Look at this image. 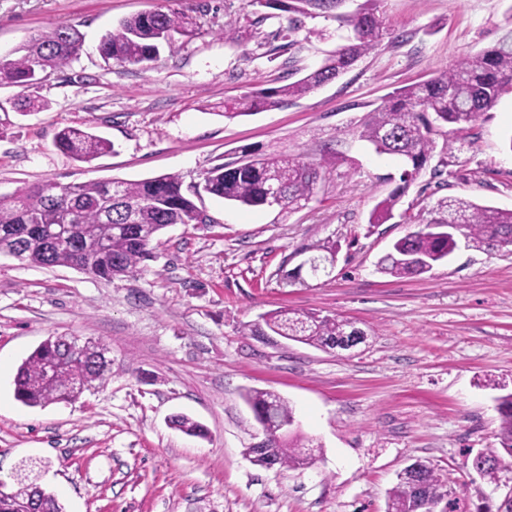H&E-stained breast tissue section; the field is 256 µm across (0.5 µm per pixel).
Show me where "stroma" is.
I'll return each mask as SVG.
<instances>
[{
	"label": "stroma",
	"mask_w": 512,
	"mask_h": 512,
	"mask_svg": "<svg viewBox=\"0 0 512 512\" xmlns=\"http://www.w3.org/2000/svg\"><path fill=\"white\" fill-rule=\"evenodd\" d=\"M196 16L198 34L149 65L105 63L102 34L156 9ZM388 30L352 69L281 107L224 118L225 101L296 81L345 43L334 16L286 15L247 0H0V55L68 22L78 60L27 89L0 86V190L177 174L184 189L242 151L290 153L322 166L316 195L286 214L205 195L206 224H174L146 268L109 280L0 255V487L32 469L65 512H386L399 472L421 462L460 498L459 512H497L512 469L490 483L468 454L496 447L497 390L512 388V255L459 245L430 273L395 278L377 262L462 196L512 209V95L469 130L457 155L435 149L400 214L369 224L399 183L400 157L356 135L391 92L493 44L512 27V0H376ZM42 102L20 112L21 97ZM66 126L109 138L113 153L81 163L54 145ZM442 168L434 176V168ZM312 245L335 246L330 274L304 266ZM338 315L366 334L348 349L244 334L277 309ZM111 348L103 383L72 402L28 407L18 367L47 337ZM278 393L300 434L321 446L307 469L267 470L246 448L264 435L244 395ZM185 414L204 438L173 428Z\"/></svg>",
	"instance_id": "1"
}]
</instances>
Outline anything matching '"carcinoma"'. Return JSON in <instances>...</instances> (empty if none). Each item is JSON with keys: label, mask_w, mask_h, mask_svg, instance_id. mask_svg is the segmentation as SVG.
<instances>
[{"label": "carcinoma", "mask_w": 512, "mask_h": 512, "mask_svg": "<svg viewBox=\"0 0 512 512\" xmlns=\"http://www.w3.org/2000/svg\"><path fill=\"white\" fill-rule=\"evenodd\" d=\"M342 0H250L283 13L327 12ZM338 21L353 35L323 62L300 79L279 87L245 93L224 103V117L234 118L277 107L290 98H299L347 72L369 54L387 34L383 20L370 9L356 14H340ZM197 20L179 11L154 10L122 20L100 40L98 51L107 61L144 65L157 58L160 48L174 43L175 36L191 38ZM82 49V34L72 24L58 22L30 38L13 53L0 56V85L29 88L44 75L67 67ZM512 91V30L493 44L456 65L436 71L428 80L400 89L384 100L360 123L359 138L379 154L396 155L406 168L401 184L372 210L369 223L383 224L413 180L425 168L435 149V136H446L445 148L483 115L500 98ZM55 146L79 162H90L113 149L106 138L75 128L61 129ZM321 180L320 166L288 154L256 156L243 152L231 162L218 164L206 172L202 191L224 201L247 207L269 205V189L278 188L275 206L290 213L312 199ZM436 217L426 225L395 241L379 263L380 272L394 277H414L431 271L457 247L455 236L441 226L452 224L474 250L512 246V209L485 206L462 197L439 201ZM201 209L182 189L181 177L165 174L141 181H90L61 184L47 180L38 185L0 194V252L22 243L21 259L31 264L68 266L102 279L130 273L152 257V243L170 224H198ZM69 225V234L49 248L43 237L46 229ZM255 336H288L298 342L342 350L363 342L365 333L336 316L293 314L275 310L251 325ZM65 336L45 339L19 366L15 396L29 407L76 400L82 391L74 378L87 386L105 380L108 365L89 354L74 363L67 356ZM55 360L61 371L54 382L43 380L44 365ZM246 401L258 413L264 427L290 425L288 434L276 436L271 448L279 468L295 469L302 458L313 466L316 456L302 437L291 429L292 409L278 394L251 390ZM500 423L496 431L498 447L489 449L490 460L474 458L480 475L490 482L512 464V391L496 398ZM172 425L192 436L205 435L202 424L183 415ZM448 502V512H456L457 493L435 470L423 463L405 468L388 492L387 512H425V505ZM65 512L57 495L30 482L16 490L0 492V512Z\"/></svg>", "instance_id": "carcinoma-1"}]
</instances>
